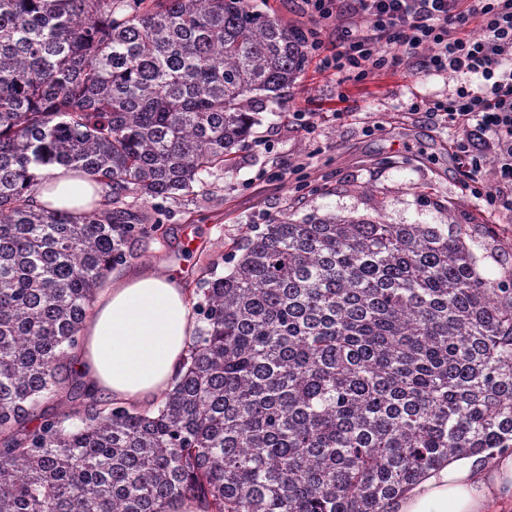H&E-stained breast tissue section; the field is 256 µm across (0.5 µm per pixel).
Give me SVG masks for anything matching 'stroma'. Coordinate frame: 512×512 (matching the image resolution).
Returning <instances> with one entry per match:
<instances>
[{"label":"stroma","instance_id":"obj_1","mask_svg":"<svg viewBox=\"0 0 512 512\" xmlns=\"http://www.w3.org/2000/svg\"><path fill=\"white\" fill-rule=\"evenodd\" d=\"M291 30L329 34L330 21L311 16L301 0H254ZM442 76L420 73L415 61L345 81L307 56L281 101L284 116L263 111L235 169L212 170L181 196L144 201L127 196L133 223L147 225L134 259L111 279L142 264L178 277L194 290L200 269L239 239L249 224L318 212L371 213L383 205L392 224H497L512 231V215L476 196L451 146L459 129L413 111L415 103L446 100ZM311 113L314 133L294 115Z\"/></svg>","mask_w":512,"mask_h":512}]
</instances>
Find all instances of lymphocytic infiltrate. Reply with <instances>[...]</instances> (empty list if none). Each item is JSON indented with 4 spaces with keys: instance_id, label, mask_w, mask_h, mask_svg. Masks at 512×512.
Listing matches in <instances>:
<instances>
[{
    "instance_id": "lymphocytic-infiltrate-1",
    "label": "lymphocytic infiltrate",
    "mask_w": 512,
    "mask_h": 512,
    "mask_svg": "<svg viewBox=\"0 0 512 512\" xmlns=\"http://www.w3.org/2000/svg\"><path fill=\"white\" fill-rule=\"evenodd\" d=\"M305 11L328 19L346 11L370 21L367 31L336 27L326 45L320 32L305 43L321 54L324 68L359 81L374 70L416 60L421 71L449 78L473 75L476 87L457 86L446 101L428 108L429 118L464 130L455 149L474 193L490 207L512 214V0H302ZM477 20L481 33L461 28ZM494 152L493 181L484 177V158Z\"/></svg>"
}]
</instances>
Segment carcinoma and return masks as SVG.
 I'll return each mask as SVG.
<instances>
[{"instance_id": "cac0c4a2", "label": "carcinoma", "mask_w": 512, "mask_h": 512, "mask_svg": "<svg viewBox=\"0 0 512 512\" xmlns=\"http://www.w3.org/2000/svg\"><path fill=\"white\" fill-rule=\"evenodd\" d=\"M304 59L249 0H0V512H386L512 448V245L379 209L247 227L192 292L171 390L44 411L146 232L124 199L231 167ZM53 164L109 187L102 208L36 207Z\"/></svg>"}]
</instances>
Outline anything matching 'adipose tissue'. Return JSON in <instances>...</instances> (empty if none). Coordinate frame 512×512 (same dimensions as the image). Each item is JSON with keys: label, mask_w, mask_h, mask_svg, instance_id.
I'll return each mask as SVG.
<instances>
[{"label": "adipose tissue", "mask_w": 512, "mask_h": 512, "mask_svg": "<svg viewBox=\"0 0 512 512\" xmlns=\"http://www.w3.org/2000/svg\"><path fill=\"white\" fill-rule=\"evenodd\" d=\"M104 189L82 171L51 165L35 191L37 207L73 215L91 211ZM195 329L193 304L175 278L132 268L98 294L84 324L76 369L98 393L145 405L175 385ZM512 503V453L490 470L454 458L392 503L393 512H488Z\"/></svg>", "instance_id": "obj_1"}]
</instances>
